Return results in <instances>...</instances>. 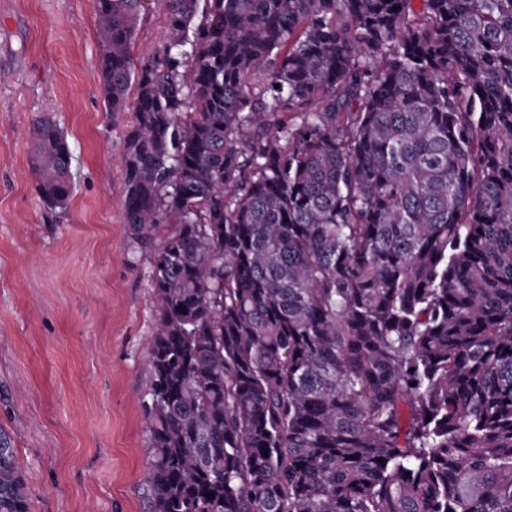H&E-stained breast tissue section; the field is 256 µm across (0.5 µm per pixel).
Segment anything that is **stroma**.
<instances>
[{"label":"stroma","instance_id":"35a3bbf8","mask_svg":"<svg viewBox=\"0 0 512 512\" xmlns=\"http://www.w3.org/2000/svg\"><path fill=\"white\" fill-rule=\"evenodd\" d=\"M166 32L163 0H146L133 57ZM98 53L93 0H0V427L32 512H145L150 257L124 220L134 113L106 112ZM45 113L72 154L62 209L40 200L28 161Z\"/></svg>","mask_w":512,"mask_h":512}]
</instances>
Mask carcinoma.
Listing matches in <instances>:
<instances>
[{"label":"carcinoma","instance_id":"1","mask_svg":"<svg viewBox=\"0 0 512 512\" xmlns=\"http://www.w3.org/2000/svg\"><path fill=\"white\" fill-rule=\"evenodd\" d=\"M143 3L94 0L106 111L136 85L147 512H512V0H164L136 62ZM70 160L35 119L51 208ZM164 0H146L138 21L137 35L131 52L137 60L149 49L160 44L167 32Z\"/></svg>","mask_w":512,"mask_h":512}]
</instances>
